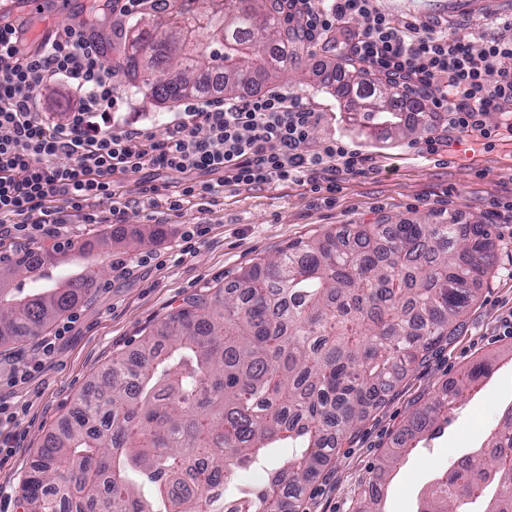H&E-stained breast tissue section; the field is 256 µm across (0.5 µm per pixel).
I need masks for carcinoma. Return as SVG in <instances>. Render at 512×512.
Segmentation results:
<instances>
[{
  "label": "carcinoma",
  "mask_w": 512,
  "mask_h": 512,
  "mask_svg": "<svg viewBox=\"0 0 512 512\" xmlns=\"http://www.w3.org/2000/svg\"><path fill=\"white\" fill-rule=\"evenodd\" d=\"M150 10L160 21L112 44V66L149 58L142 86L158 102L204 92L213 73L233 96L299 68L304 41L276 0H153ZM341 92L349 120L401 127L395 86L359 79ZM492 246L489 224H363L351 240L297 241L198 295L144 337L138 361L117 359L89 385L40 449L21 512H296L327 457L457 331ZM56 266L46 252L0 272V345L39 335L95 284L86 267L45 272L40 288L18 280ZM491 370L477 363L411 414L360 512H382L374 488ZM274 453L262 489L215 491ZM416 512H512V409L433 480Z\"/></svg>",
  "instance_id": "1"
}]
</instances>
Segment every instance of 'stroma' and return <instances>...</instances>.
I'll use <instances>...</instances> for the list:
<instances>
[{
    "instance_id": "1",
    "label": "stroma",
    "mask_w": 512,
    "mask_h": 512,
    "mask_svg": "<svg viewBox=\"0 0 512 512\" xmlns=\"http://www.w3.org/2000/svg\"><path fill=\"white\" fill-rule=\"evenodd\" d=\"M92 0H70L60 7L45 0L39 28L62 30L88 20ZM389 15L441 23L448 36L480 48L486 39L512 32V0H376ZM343 53L310 50L303 65L272 81L322 112L311 145L336 137L369 155L371 168L361 175H340L332 200L317 198L300 183L217 187L214 205L200 211L150 209L141 203L139 187L154 184L161 194L175 193L182 177L150 168L114 176L115 190L125 206L121 221L109 224H65L69 245L60 249L59 270L77 273L95 262L98 277L78 303L72 330L45 357L37 339L0 346V398L13 417L0 420V441L13 451L0 455V512H19L24 481L39 448L58 432L88 384L113 358L136 357L144 335L181 309L192 294L230 280L241 270L277 254L288 244L320 236L328 230H352L382 219L438 220L455 216L460 224H488L496 244L494 266L481 284L457 336L434 346L371 409L357 432L311 479L298 512H356L373 471L394 447L397 436L418 407L429 402L470 365L491 359L495 367L476 393L459 404L444 432L419 443L397 463L383 496L384 512H415L433 479L460 456L482 446L504 412L512 407V336L503 321L512 314V138L496 136L473 141L451 137L438 153L424 152L421 134L374 137L346 120L345 99L327 83L329 75L347 70ZM119 117L126 124L162 133L180 104H162L136 91L132 76L119 90ZM161 235H152L154 225ZM201 225L189 253H181V232ZM142 230L143 244L100 253V237L113 230ZM117 257L135 260L129 274L112 267ZM37 366L27 383L11 386L17 368Z\"/></svg>"
}]
</instances>
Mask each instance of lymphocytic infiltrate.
Segmentation results:
<instances>
[{
	"instance_id": "lymphocytic-infiltrate-1",
	"label": "lymphocytic infiltrate",
	"mask_w": 512,
	"mask_h": 512,
	"mask_svg": "<svg viewBox=\"0 0 512 512\" xmlns=\"http://www.w3.org/2000/svg\"><path fill=\"white\" fill-rule=\"evenodd\" d=\"M289 21L311 42L345 37L343 51L367 73L423 92L438 87L435 120L474 137H512V38L480 48L448 37L435 22H407L379 11L374 0H284ZM32 25L0 27V239L56 245L57 227L80 219L103 223L89 205L112 196L115 173L152 167L186 175L169 210L188 200L210 199L214 185L189 180L215 174L221 184L260 185L302 181L334 192L325 176L365 173L368 156L331 138L311 149L323 115L285 91H256L227 99L213 94L185 98L164 134L124 125L117 116L118 69L105 57L101 32L92 27L45 30L31 40ZM59 80L72 108L57 122L39 109L48 81ZM67 164H58L59 156Z\"/></svg>"
}]
</instances>
